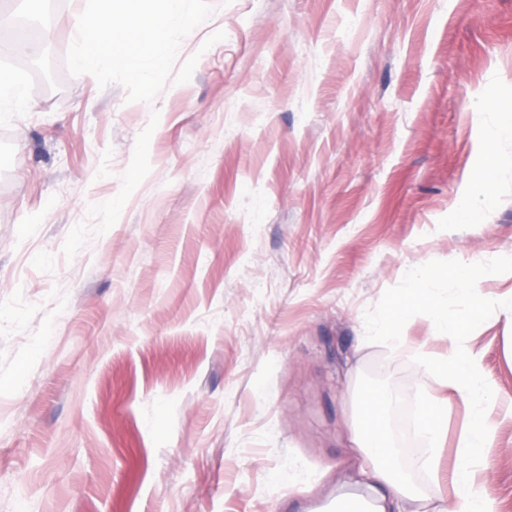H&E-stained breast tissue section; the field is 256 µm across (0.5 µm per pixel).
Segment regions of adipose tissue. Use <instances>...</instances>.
Here are the masks:
<instances>
[{"label":"adipose tissue","mask_w":512,"mask_h":512,"mask_svg":"<svg viewBox=\"0 0 512 512\" xmlns=\"http://www.w3.org/2000/svg\"><path fill=\"white\" fill-rule=\"evenodd\" d=\"M474 270L465 266L451 273H435L422 266L406 269L399 288L384 308L364 321L368 334L394 344L404 341L402 328L408 315L426 309L435 321L438 338L447 340L448 350L432 356L423 349L414 354L420 366L431 370L440 385L471 409V421L461 433L457 448L467 458L479 457L492 447L493 429L487 422L494 404L491 384L484 374L480 353L467 345L470 313L482 293L474 289ZM386 396L367 391L360 413V434L356 444L362 452L361 471L371 481L391 486L393 512H404L406 493L412 486L415 468L435 472L439 448L447 439L448 403L427 394L400 414L399 426L389 423ZM458 495L441 512H498L497 503L478 480L472 467L453 474Z\"/></svg>","instance_id":"1"}]
</instances>
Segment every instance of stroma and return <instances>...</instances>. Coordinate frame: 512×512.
<instances>
[{"mask_svg":"<svg viewBox=\"0 0 512 512\" xmlns=\"http://www.w3.org/2000/svg\"><path fill=\"white\" fill-rule=\"evenodd\" d=\"M212 3L191 80L150 104L68 73L85 0L38 56L0 42L32 105L0 121V512L388 505L352 423L372 386L443 396L410 357L448 343L423 310L399 346L364 319L405 268L486 251L469 343L500 413L473 465L512 512V174L486 136L512 105V0ZM468 422L453 401L407 512L454 498ZM291 463L306 492L275 480Z\"/></svg>","mask_w":512,"mask_h":512,"instance_id":"obj_1","label":"stroma"}]
</instances>
